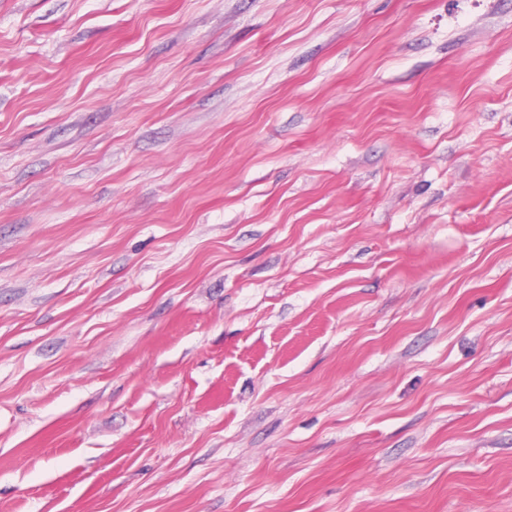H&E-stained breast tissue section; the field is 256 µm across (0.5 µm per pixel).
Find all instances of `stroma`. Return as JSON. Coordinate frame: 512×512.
<instances>
[{"label":"stroma","instance_id":"1","mask_svg":"<svg viewBox=\"0 0 512 512\" xmlns=\"http://www.w3.org/2000/svg\"><path fill=\"white\" fill-rule=\"evenodd\" d=\"M0 512H512V0H0Z\"/></svg>","mask_w":512,"mask_h":512}]
</instances>
